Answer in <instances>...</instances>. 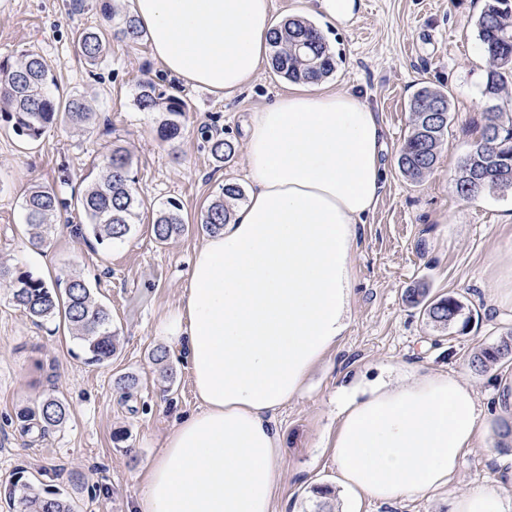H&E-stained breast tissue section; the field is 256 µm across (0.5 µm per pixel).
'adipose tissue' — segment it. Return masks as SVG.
Returning <instances> with one entry per match:
<instances>
[{"label": "adipose tissue", "mask_w": 512, "mask_h": 512, "mask_svg": "<svg viewBox=\"0 0 512 512\" xmlns=\"http://www.w3.org/2000/svg\"><path fill=\"white\" fill-rule=\"evenodd\" d=\"M154 57L189 84L253 80L270 0H131ZM383 128L348 92L292 88L253 112L251 190L196 252L165 329L188 349L197 410L166 434L133 512H273L284 462L278 411L348 336L359 226L379 202ZM472 387L447 373L353 383L332 444L335 484L390 504L447 485L482 438ZM450 512H512L477 485Z\"/></svg>", "instance_id": "ef3b65f1"}]
</instances>
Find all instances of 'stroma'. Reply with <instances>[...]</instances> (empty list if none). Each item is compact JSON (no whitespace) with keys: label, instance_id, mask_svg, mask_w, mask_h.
<instances>
[{"label":"stroma","instance_id":"35a3bbf8","mask_svg":"<svg viewBox=\"0 0 512 512\" xmlns=\"http://www.w3.org/2000/svg\"><path fill=\"white\" fill-rule=\"evenodd\" d=\"M0 0V60L26 50L41 54L56 71L61 94L86 96L96 124L60 122L36 142L21 141L0 120V262L30 272L47 285L77 272L112 314L118 348L112 361L88 365L63 318L38 325L0 284V512H19L25 487L59 491L75 512H132L140 473L173 422L193 413L185 349L161 329L179 305L190 261L207 239L196 224L222 184L249 191L244 123L249 113L287 91L288 80L263 64L243 89L224 94L193 87L169 75L148 40H110L105 57L89 64L73 42L78 28L100 29L98 0ZM484 0H362L350 26L319 19L315 0H272L275 22L309 18L336 57L323 82L359 95L385 128L384 186L375 212L361 228L348 336L312 370L304 389L276 415L285 461L275 512H314L316 487L333 486L331 444L336 403L355 374L403 366L424 374L455 373L472 386L484 409V442L466 456L448 486L391 504L365 502L361 512H448V502L475 485L498 486L512 497V437L497 408L501 384L512 382V360L487 370L470 360L512 333V310L495 306L496 289H512V191L460 199L454 178L478 130L486 123L481 95L488 62L477 36ZM178 88L187 104L181 135H156L158 113L139 110L140 80ZM427 85L448 94L451 123L432 170L418 180L397 166L410 131L412 94ZM237 147L217 162L211 138ZM132 156L143 205L131 235L109 247L76 231L84 215L69 211L47 247L28 243L21 204L32 185L47 184L63 198L79 195L100 174L112 145ZM177 200L189 229L167 243L152 232L157 209ZM411 288L429 297L452 294L465 304L468 322L433 328L407 300ZM162 348L173 371L163 379L150 356ZM135 376L130 394L116 378ZM68 408L62 427L42 434L22 429L19 414L45 398Z\"/></svg>","mask_w":512,"mask_h":512}]
</instances>
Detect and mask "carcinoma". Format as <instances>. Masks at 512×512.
<instances>
[{
  "label": "carcinoma",
  "instance_id": "carcinoma-1",
  "mask_svg": "<svg viewBox=\"0 0 512 512\" xmlns=\"http://www.w3.org/2000/svg\"><path fill=\"white\" fill-rule=\"evenodd\" d=\"M100 11L109 24V31L81 30L75 41L81 55L91 64L97 63L106 51V36L136 42L143 31L136 19L118 12L111 0H100ZM476 27L482 51L488 61L482 96L490 102L488 123L471 144L461 161L455 178V192L462 199H476L483 191L512 190V115L505 106L512 104V0H485ZM271 65L274 72L290 81L318 82L335 71V60L321 32L309 22L290 18L278 25L270 39ZM305 51H297V45ZM55 85L54 66L34 52L21 54L18 61L0 64V119L11 125L21 139L39 140L49 128L61 120L82 127L96 121L84 100L72 95L62 99L51 87ZM137 106L142 111L161 112L165 118L157 127L158 137L171 141L179 137L186 104L177 94L157 87L149 80L138 84ZM411 130L398 156L401 172L412 180L422 177L436 163L450 121L451 104L444 92L424 86L411 96ZM212 155L222 162L235 153L232 142L216 139ZM103 174L93 180L85 192L75 199L84 213L86 230L98 244L121 242L133 230L141 206L131 176L132 159L121 146L103 155ZM242 197L236 184H226L222 194L212 202L200 219L202 232H221L229 220L228 203ZM66 203L54 187L36 184L28 189L22 202L25 222L31 228L29 243L44 247L51 236ZM186 230L178 203L169 200L156 214L153 222L155 238L166 242ZM0 282L5 283L12 301L37 324L64 316L72 336L89 364H103L116 353V336L112 332V315L93 296L87 282L78 274L66 276L64 291L50 288L31 273L0 263ZM408 301L424 304L427 320L435 327L445 328L464 315V303L453 295L426 300V291H409ZM512 356V333L491 347L473 356L471 364L486 370ZM68 410L62 400L49 397L23 415L24 430L37 427L46 433L63 425ZM22 512H72L69 501L57 496L28 492L21 498Z\"/></svg>",
  "mask_w": 512,
  "mask_h": 512
}]
</instances>
